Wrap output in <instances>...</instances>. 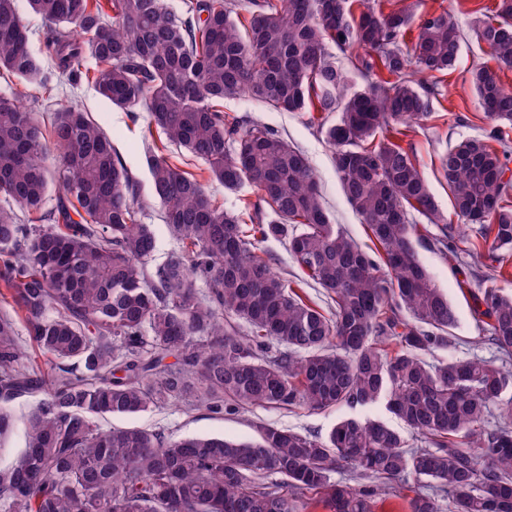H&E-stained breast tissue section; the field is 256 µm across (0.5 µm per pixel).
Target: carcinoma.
Masks as SVG:
<instances>
[{"label": "carcinoma", "mask_w": 512, "mask_h": 512, "mask_svg": "<svg viewBox=\"0 0 512 512\" xmlns=\"http://www.w3.org/2000/svg\"><path fill=\"white\" fill-rule=\"evenodd\" d=\"M27 3L45 23L56 83L30 51L18 0H0V78L48 93L58 155L49 166L24 92L0 93V296L14 305L0 314V512H376V497L411 476L450 494L453 512H512V293L494 285L512 256V91L484 66L470 72L494 126L441 158L458 224L401 145L441 96L415 74L446 72L458 58L448 12L424 14L408 44L401 0H183L178 13L165 0ZM474 13L477 43L512 69V0ZM334 48L365 89L351 90ZM82 72L113 105L148 112L147 132L202 159L224 188L249 186L261 209H225L194 176L150 155L154 196L179 241L150 268L155 236L133 176L96 120L56 100ZM237 97L325 129L373 248L332 222L299 147L224 112ZM333 112L335 123L316 122ZM51 184L57 205L47 215ZM20 211L38 223H21ZM417 215L441 229V251L477 225L468 252L489 260L490 273L473 309L498 363L434 358L452 346L457 315L419 258ZM269 239L288 245L299 274L273 271L256 247ZM315 287L329 310L300 294ZM20 320L56 361L51 378L25 367ZM35 393L24 416L9 408ZM380 401L424 446L356 417L325 437L259 423L250 442L100 426L177 403L322 412ZM20 422L22 447H5ZM341 471L361 483L333 479ZM409 512L440 508L422 492Z\"/></svg>", "instance_id": "obj_1"}]
</instances>
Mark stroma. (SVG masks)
I'll return each instance as SVG.
<instances>
[{
    "label": "stroma",
    "instance_id": "35a3bbf8",
    "mask_svg": "<svg viewBox=\"0 0 512 512\" xmlns=\"http://www.w3.org/2000/svg\"><path fill=\"white\" fill-rule=\"evenodd\" d=\"M414 15L433 10L448 11L461 33L460 53L454 69L445 74L420 73L423 83L439 82L443 95L434 101V116L426 121L422 129L409 134L402 141L403 146L413 150L422 171L428 179L435 200L445 214H452V197L447 182L440 173V158L456 141L466 137H486L492 127L478 104V98L469 80V72L476 66L488 62L489 54L479 47L471 30L470 14L462 7L463 0H408ZM66 97L89 113L107 132L114 148L119 153L135 182L137 195L145 204L144 223L150 224L155 233L153 264L164 263L178 250L177 241L171 236L163 222V210L152 196L151 176L147 163L148 145H160V138L145 142L143 135L147 128L148 115L145 112H129L115 106L101 97L93 84L80 82L68 89ZM224 110L233 115H251L259 118L298 146L309 158L324 198L325 205L336 224L359 243H367V228L347 202L336 175L330 147L324 134L307 125L302 114L276 112L258 107L245 99L225 101ZM171 162L181 169L200 177L208 193L225 208L236 209L253 193L244 188L237 191L224 189L223 185L211 180L205 163L176 146L166 151ZM419 257L427 268L433 282L445 294L457 311V325L453 329L454 344L450 356L457 358L496 359L491 346L482 343L473 313V300L468 289H462V281L470 286L477 285L487 272L480 260L459 251L452 256L430 249L420 248ZM355 415L363 419L386 422L396 429L404 424L391 415L383 405L356 409H332L310 412L302 408L288 410L249 405L236 412L213 413L200 408L185 412L182 407L168 405L156 408L134 417L107 418L103 427L137 426L149 430H162L172 437L191 435L224 437L241 442L251 441L257 423H273L278 426L321 436L333 428L342 418Z\"/></svg>",
    "mask_w": 512,
    "mask_h": 512
}]
</instances>
